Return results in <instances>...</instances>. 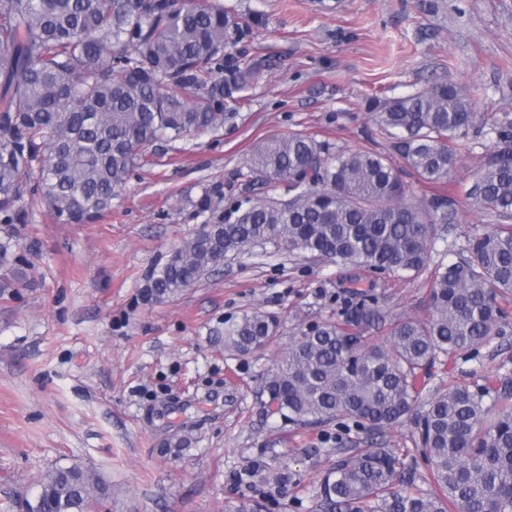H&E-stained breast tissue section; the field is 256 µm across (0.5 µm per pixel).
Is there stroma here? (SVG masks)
<instances>
[{
    "mask_svg": "<svg viewBox=\"0 0 512 512\" xmlns=\"http://www.w3.org/2000/svg\"><path fill=\"white\" fill-rule=\"evenodd\" d=\"M246 31L224 52L260 64L245 101L220 132L160 144L142 160L111 211L89 224L55 223L48 208L0 224V512H24L43 474L74 463L112 488L110 512H224L226 501L265 496L263 512H319L326 462L311 448H388L402 474L421 477L418 433L380 432L353 420L305 427L270 411L266 377L294 336L342 320L349 304L377 311L366 346L388 347L394 325L427 315L424 278H399L255 249L193 287L155 301L143 293L157 264L240 197L287 199L283 182L246 184L255 142L303 133L344 150L391 153L376 102L449 79L512 114V0H222ZM493 144L470 135L449 186L457 221L433 263H452L494 223L466 191ZM499 332L472 352L421 373L423 399L449 382L512 379V294ZM254 311L276 316L274 340L246 355L224 331ZM288 457L296 481L251 487L252 462Z\"/></svg>",
    "mask_w": 512,
    "mask_h": 512,
    "instance_id": "stroma-1",
    "label": "stroma"
}]
</instances>
